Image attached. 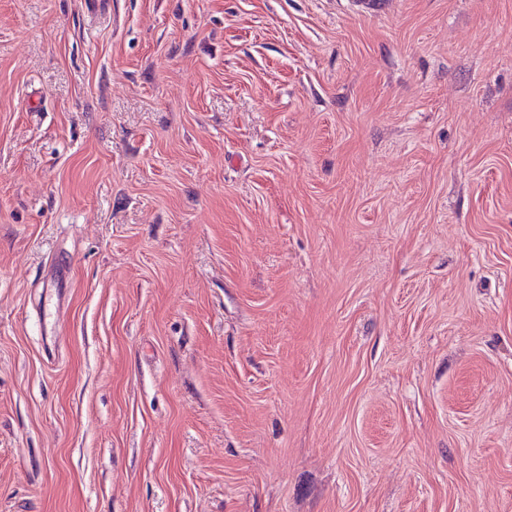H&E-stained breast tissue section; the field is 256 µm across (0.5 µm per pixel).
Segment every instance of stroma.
I'll list each match as a JSON object with an SVG mask.
<instances>
[{"instance_id": "1", "label": "stroma", "mask_w": 512, "mask_h": 512, "mask_svg": "<svg viewBox=\"0 0 512 512\" xmlns=\"http://www.w3.org/2000/svg\"><path fill=\"white\" fill-rule=\"evenodd\" d=\"M0 512H512V0H0Z\"/></svg>"}]
</instances>
